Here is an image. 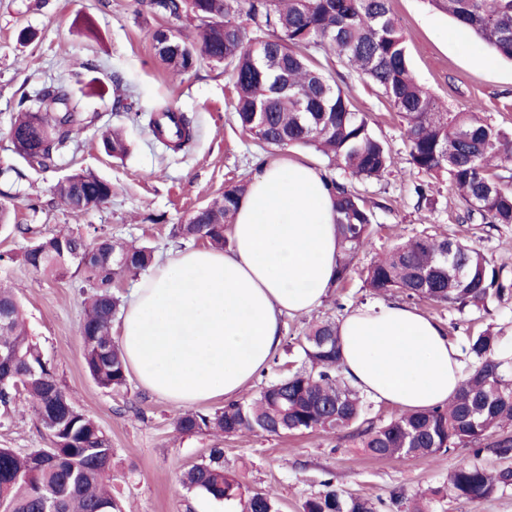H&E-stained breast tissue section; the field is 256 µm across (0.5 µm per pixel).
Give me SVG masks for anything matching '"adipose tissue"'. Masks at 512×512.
Returning a JSON list of instances; mask_svg holds the SVG:
<instances>
[{"label":"adipose tissue","mask_w":512,"mask_h":512,"mask_svg":"<svg viewBox=\"0 0 512 512\" xmlns=\"http://www.w3.org/2000/svg\"><path fill=\"white\" fill-rule=\"evenodd\" d=\"M227 249H185L156 263L123 309L119 346L140 386L179 408L237 399L280 351L286 319L330 288L341 246L323 174L296 159L253 171ZM341 372L360 393L421 411L462 382L445 329L399 302L338 323Z\"/></svg>","instance_id":"adipose-tissue-1"}]
</instances>
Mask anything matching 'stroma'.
I'll list each match as a JSON object with an SVG mask.
<instances>
[{
    "label": "stroma",
    "instance_id": "stroma-1",
    "mask_svg": "<svg viewBox=\"0 0 512 512\" xmlns=\"http://www.w3.org/2000/svg\"><path fill=\"white\" fill-rule=\"evenodd\" d=\"M392 9L418 81L449 111L481 112L492 124L512 129V61L494 55L481 41L456 39L452 18L428 0H392ZM163 23V18L137 11L135 0H0V168L19 171L17 177L0 181V200L9 202L14 223L26 228L22 234L0 230V253L13 257L0 263V285L14 289L30 336L75 402L111 438L112 494L123 512H242L240 501L215 500L187 489L180 480L213 448L223 449L224 468L244 491H271L280 512H301L305 500L322 492L328 479L344 494L373 500L386 501L401 492L412 501L428 492L431 512H512V488L475 502L449 494L448 473L468 456L465 447L436 458L397 460L367 456L347 429L281 436L248 432L230 438L206 432L179 435L172 425L176 407L144 390L136 378H129L127 389L113 392L89 375L77 331L85 296L73 280L51 279L23 264L32 237L96 227L112 239L151 247L160 261L180 249L170 236L171 226L220 196L228 184L249 180L260 160L286 155L329 169L327 157L315 150L266 146L243 132L229 110L235 90L223 67L204 62L172 78L156 59L149 37ZM23 28L35 32V40L20 43L17 34ZM312 55L349 88L356 108L367 114L373 132L390 147L392 163L384 177L360 187L374 214L372 246L359 252L347 280L330 289L319 308L287 320L285 340L304 335L319 319L338 320L345 311L383 300L403 301L400 292L380 296L365 288L363 271L377 253L415 236L443 234L464 240L512 281V224L463 222L464 206L447 177L411 170L398 112L373 85L351 76L336 57L320 49ZM87 59L98 64L95 76L102 84L119 75L136 107L149 110L167 102L193 114L198 126L193 148L162 152L148 128L113 112L111 96L86 95L83 111L93 121L78 134L77 148L67 151L55 169L27 168L8 135L18 89L59 79ZM104 127L122 128L130 145L127 157L115 159L100 148L96 133ZM80 170L112 183V196L99 209L73 211L52 195L59 179ZM418 184L425 185L428 202L418 203ZM34 200L39 203L35 210L29 207ZM415 306L440 323L454 345L488 329L512 353V296L492 301L484 312L425 300ZM47 445L35 416L0 418V448L24 452Z\"/></svg>",
    "mask_w": 512,
    "mask_h": 512
}]
</instances>
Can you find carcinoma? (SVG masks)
Segmentation results:
<instances>
[{"label": "carcinoma", "instance_id": "1", "mask_svg": "<svg viewBox=\"0 0 512 512\" xmlns=\"http://www.w3.org/2000/svg\"><path fill=\"white\" fill-rule=\"evenodd\" d=\"M496 54L512 59V0H429ZM140 7L168 22L151 33L155 55L168 73L180 77L201 59L224 66L235 88L232 104L239 127L267 146L313 147L357 181L380 178L391 164L385 141L355 109L349 88L331 81L308 51H331L360 79L374 85L406 122L404 142L411 168L445 172L464 204L463 220L512 224V130L492 125L474 112H448L427 92L410 68L404 34L390 0H138ZM197 22V36L179 22ZM96 65L83 61L69 80L100 94L97 78L85 80ZM112 109L133 124L158 129L164 151H187L196 138L193 117L163 104L142 112L117 96ZM10 136L18 156L35 170H49L71 147L85 118L64 83L20 93ZM104 152L122 158L128 151L117 131L101 134ZM341 242L333 283L347 279L354 257L372 243L373 214L352 185L326 176ZM248 183L224 192L171 228L183 241H205L222 249ZM53 195L69 209L88 211L112 197V182L92 172L59 180ZM127 263L115 268L110 255ZM25 265L45 276L70 277L90 289L78 326L84 364L97 385L120 391L128 376L123 354L112 342V322L122 307L112 283L138 276L153 262L146 245L119 242L98 231L66 232L36 238L23 253ZM375 294L399 290L408 297L450 305L486 308L488 301L512 295V283L479 249L457 240L420 235L393 245L364 271ZM0 348L11 357L0 362V417L30 411L47 433L49 447L21 454L0 448V512H122L106 483L112 471V441L61 385L53 365L26 331L18 299L0 286ZM300 367L261 388L248 403L234 402L212 412L174 416L181 434L211 432L234 436L261 431L271 435L333 432L356 427L359 447L376 458H433L466 447L448 483L459 500L478 501L512 488V467L491 473L480 461L488 448L512 455V362L499 358V340L486 330L467 338L474 369L445 405L403 412L386 422L365 417L366 401L342 376L337 324L311 323L299 341ZM182 483L216 500H232L240 484L224 469L223 452L192 466ZM307 499L302 512H377L370 499L346 496L331 482ZM243 512H278L269 491L252 493Z\"/></svg>", "mask_w": 512, "mask_h": 512}]
</instances>
